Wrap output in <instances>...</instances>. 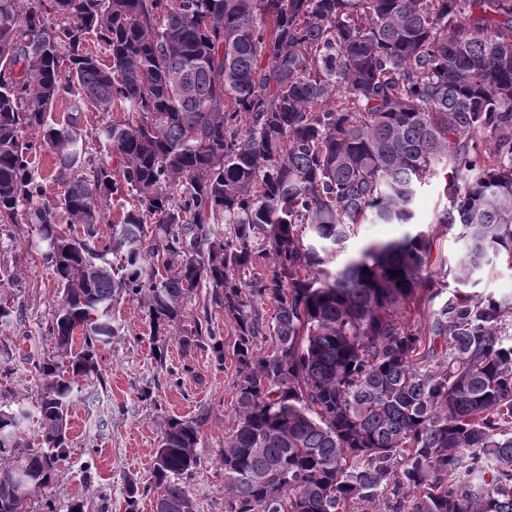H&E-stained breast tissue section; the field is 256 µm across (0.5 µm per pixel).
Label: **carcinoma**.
I'll use <instances>...</instances> for the list:
<instances>
[{
  "label": "carcinoma",
  "mask_w": 512,
  "mask_h": 512,
  "mask_svg": "<svg viewBox=\"0 0 512 512\" xmlns=\"http://www.w3.org/2000/svg\"><path fill=\"white\" fill-rule=\"evenodd\" d=\"M52 4L58 22L43 0H0V224L35 225L59 288L35 412L0 394V512H24L20 470L30 495L50 487L119 300L159 338L202 287L237 328L224 512H512V300L459 292L424 311L444 290L430 230L333 265L358 225L413 223L449 170L434 224L467 241L449 272L475 286L512 267V0ZM89 110L124 114L95 152ZM22 320L0 297V326ZM189 335L224 366L209 315ZM160 428L147 487L155 512H182L200 425Z\"/></svg>",
  "instance_id": "1"
}]
</instances>
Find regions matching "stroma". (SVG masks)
<instances>
[{
  "mask_svg": "<svg viewBox=\"0 0 512 512\" xmlns=\"http://www.w3.org/2000/svg\"><path fill=\"white\" fill-rule=\"evenodd\" d=\"M29 224L0 228V261L25 271L18 291L25 312L22 324L0 327V347L10 348L0 381L12 402L33 405L39 382L30 359L52 350L42 331L50 318L57 284L32 246ZM118 336L101 348V383L93 384L92 403H77L69 429V454L61 461L49 498L31 497L26 512H126V483L147 481L160 440L161 418L198 420V464L184 476L196 512H224V477L219 457L232 427L236 401L235 363L217 366L209 348L183 346L178 337L154 345L145 310L132 301L117 303Z\"/></svg>",
  "mask_w": 512,
  "mask_h": 512,
  "instance_id": "stroma-1",
  "label": "stroma"
}]
</instances>
